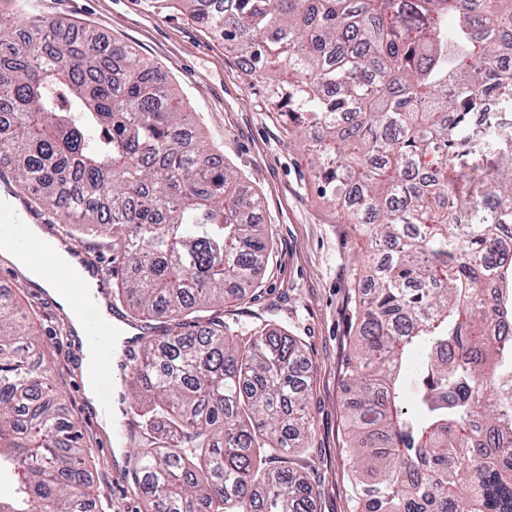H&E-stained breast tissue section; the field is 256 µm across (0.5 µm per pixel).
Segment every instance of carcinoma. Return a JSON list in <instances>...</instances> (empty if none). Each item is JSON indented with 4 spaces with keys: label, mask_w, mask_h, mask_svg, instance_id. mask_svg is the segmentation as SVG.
Returning <instances> with one entry per match:
<instances>
[{
    "label": "carcinoma",
    "mask_w": 512,
    "mask_h": 512,
    "mask_svg": "<svg viewBox=\"0 0 512 512\" xmlns=\"http://www.w3.org/2000/svg\"><path fill=\"white\" fill-rule=\"evenodd\" d=\"M265 84L321 198L387 252L359 278L346 387L356 512H512V0H158ZM498 114L477 122L485 101ZM0 166L58 235L112 243L147 512H315L302 346L216 312L253 290L260 200L124 42L0 14ZM0 294V512H98L83 434ZM422 355L420 415L404 409Z\"/></svg>",
    "instance_id": "1"
}]
</instances>
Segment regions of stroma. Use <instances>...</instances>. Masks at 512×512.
Returning <instances> with one entry per match:
<instances>
[{
	"instance_id": "obj_1",
	"label": "stroma",
	"mask_w": 512,
	"mask_h": 512,
	"mask_svg": "<svg viewBox=\"0 0 512 512\" xmlns=\"http://www.w3.org/2000/svg\"><path fill=\"white\" fill-rule=\"evenodd\" d=\"M0 13L38 14L131 45L168 74L204 145L219 151L258 195L270 255L257 289L245 302L225 305L224 320L280 326L302 343L312 435L294 464L313 489L315 512H355L346 381L358 326L354 269L370 249L320 198L310 157L289 143L284 116L267 108L263 82L246 74L222 39L156 0H0ZM25 295L59 402L92 449L91 491L102 512H146L145 501L131 492L132 477L113 476L115 451L126 442L87 412L77 382L79 349L58 330L60 307L43 289L31 286Z\"/></svg>"
}]
</instances>
